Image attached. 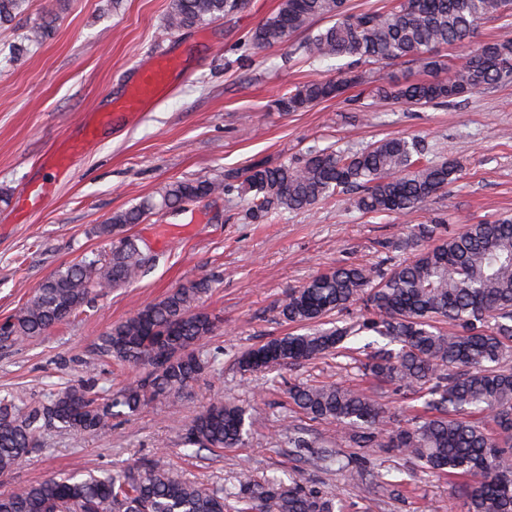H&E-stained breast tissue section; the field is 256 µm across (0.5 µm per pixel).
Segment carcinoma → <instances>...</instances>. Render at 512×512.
Returning <instances> with one entry per match:
<instances>
[{
    "mask_svg": "<svg viewBox=\"0 0 512 512\" xmlns=\"http://www.w3.org/2000/svg\"><path fill=\"white\" fill-rule=\"evenodd\" d=\"M246 0H170L163 33L174 36L242 8ZM25 0H0V26L13 22ZM512 16V0H392L384 10H352L347 0H281L249 36L257 49L303 38L295 51L309 62L349 60L337 76L295 86L274 102L282 112H304L366 82L359 65L414 62L428 78L389 81L373 97L411 106L464 100L477 91L512 83V29L480 41L460 62L439 54L474 38L489 19ZM57 16L32 23L23 41L37 46L52 34ZM320 20L328 26L314 28ZM418 135L390 136L358 149L336 145L270 164L254 162L222 177L167 183L148 198L112 214L98 233L109 241L41 281L21 307L0 321V347L45 335L83 310L97 294L138 280L147 257L125 228L153 211L235 195L245 219L311 210L336 197L366 216H409L448 187L461 171ZM441 219L408 227L384 248L409 258L389 268L350 264L328 268L278 304L290 332L238 356L244 375L337 355L361 363L369 385L336 382L288 386L292 415L278 439L311 448L319 469L336 463L333 448L396 452L437 477H463L455 490L463 512H512V217L468 224L438 234ZM212 288L195 278L115 323L96 355L144 373L117 389L99 386L95 367L77 384L32 404L18 393L0 394V472L14 470L49 430L104 434L113 421L148 404L179 397L206 375L221 372V352L210 346L222 319L200 306ZM361 305L366 317L326 327L333 313ZM392 386L414 396L402 420L381 403L375 388ZM336 425L332 439L302 436L295 416ZM247 409L216 397L183 429L186 450L221 452L245 440ZM341 512L336 497L299 478L242 480L227 488L197 482L158 459L118 471L52 476L0 495V512Z\"/></svg>",
    "mask_w": 512,
    "mask_h": 512,
    "instance_id": "obj_1",
    "label": "carcinoma"
}]
</instances>
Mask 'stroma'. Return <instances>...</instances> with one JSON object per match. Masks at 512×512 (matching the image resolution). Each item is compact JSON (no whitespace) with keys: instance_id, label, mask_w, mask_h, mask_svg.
<instances>
[{"instance_id":"obj_1","label":"stroma","mask_w":512,"mask_h":512,"mask_svg":"<svg viewBox=\"0 0 512 512\" xmlns=\"http://www.w3.org/2000/svg\"><path fill=\"white\" fill-rule=\"evenodd\" d=\"M280 0H248L236 13L172 37L162 29L168 0H26L15 24L0 28V318L13 313L31 289L57 268L103 251L97 234L113 212L155 195L174 180L216 177L255 160L277 163L309 147L361 146L418 134L463 171L425 209L406 218H369L330 198L309 211L247 224L237 197L220 196L161 211L130 228L150 257L134 283L95 296L83 312L44 337L0 348V390L28 398L81 379L93 363L102 386H120L134 371L97 359L99 336L125 317L187 280L206 277L205 299L224 327L211 341L223 350L221 375L196 382L181 398L150 404L108 434L45 432L9 473L0 493L77 471L119 470L163 458L193 480L233 486L243 475H300L336 495L344 512H460L455 483L417 472L404 457L379 452L373 469L356 479L313 471L273 441L287 414L289 383H355L356 363L327 357L272 374L244 378L236 359L267 339L290 332L277 310L289 289L342 264H393L399 252L381 249L406 226L434 214L449 229L512 215V84L487 88L454 105L425 108L365 99L364 111L340 99L304 112H281L273 102L297 84L336 74V60L314 64L291 43L257 50L247 37ZM61 20L41 46L11 56L8 47L47 10ZM180 62L168 92L147 112L113 111L140 69L161 52ZM100 127L81 140L85 123ZM72 153L68 174L51 158ZM49 184L40 209L16 208L26 187ZM249 408L252 425L243 446L221 456L187 457L181 429L214 397Z\"/></svg>"}]
</instances>
